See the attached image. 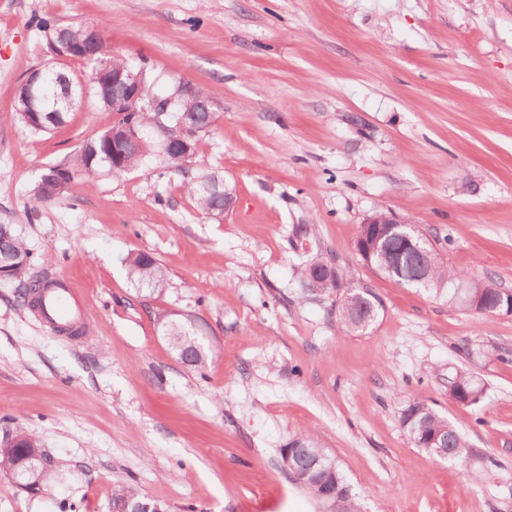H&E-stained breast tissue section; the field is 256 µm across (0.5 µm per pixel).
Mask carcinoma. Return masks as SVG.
Masks as SVG:
<instances>
[{
	"instance_id": "obj_1",
	"label": "carcinoma",
	"mask_w": 512,
	"mask_h": 512,
	"mask_svg": "<svg viewBox=\"0 0 512 512\" xmlns=\"http://www.w3.org/2000/svg\"><path fill=\"white\" fill-rule=\"evenodd\" d=\"M83 63L90 74L102 68L110 70L121 68L135 74L141 72L148 89L156 81L151 71L147 69L143 71L141 66L129 59L112 54L110 46L100 37L93 43L92 56L84 58ZM39 72L42 90L38 94L37 104L45 108V111H15L19 122L35 135L49 133L67 122L68 113L52 112L50 108L55 101L62 99L68 86L77 88L81 84L80 78L60 67L58 62L39 69ZM180 84L181 81L175 80L170 83L165 92L157 94V97L169 103L168 112L164 114L150 110L115 113L113 123L126 126L131 132L139 133L137 145L125 151L120 159H112V127L109 126L83 142L70 159L61 165L64 172L62 179L56 182L53 189L36 192V199L40 202L55 200L67 193L70 184L76 179L89 181L102 173L120 177L130 171L143 168L146 160L152 156L159 157L168 167L185 177L188 176L185 163L163 153L162 143L170 134L179 130L185 133V137L195 148L200 139L211 132L216 117L215 112L210 108L208 94L203 88L195 87V98L190 103L180 97L178 93ZM87 93L95 105L110 112L112 111L110 97L122 94L123 89L110 85L99 88L90 84ZM184 188L195 197L204 211L212 215L224 213V179L220 176L207 173L193 177L184 185ZM3 228L12 232V247L25 259V267L16 280L20 285L18 298L22 304L29 305L31 304L29 298L43 288L42 281L30 274L31 266L36 263V257L23 245L17 235L13 234L12 225L5 224ZM363 245L375 250L372 256L373 267L376 268L382 263L392 265L393 270L387 273V276L402 283L420 286L440 295L445 291V287L458 277V274L436 262L431 267L427 283L420 284L418 278L422 273L424 258L409 249L403 239L387 235L384 224L359 225L356 248L359 249ZM129 270L141 287L157 291L163 284V276L156 259L149 258L144 252L130 257ZM301 277L307 290L313 292L323 293L329 290L337 292L350 288L340 274L337 275L336 281L328 284L312 282L306 268L301 272ZM471 301L477 304L474 313L478 315L506 313L512 309V291L498 287L488 278L472 280L469 282L468 293L463 296L464 306H469ZM376 303L378 298L374 293L367 289L357 290L356 301L339 308L342 326L348 331L363 329L364 322L370 323L376 317ZM448 389L451 398L463 405L471 406L479 400L480 391L474 386L471 378L463 372H457L448 378ZM401 420L413 445L434 456L437 452L429 447V441L437 436L444 439L447 460L463 465L472 454V448L448 419L422 401L409 403L402 411ZM18 439L24 449L20 453L0 451V471H12L27 483L41 482L49 459L43 452L36 458L30 457V453L39 447L33 435L21 431L18 433ZM291 444L302 452L299 456V466L300 469L307 471V477L303 479L301 485L311 496L325 503L327 499L324 496V488L333 485L336 487V507L331 509V512H360L356 496L352 493L346 477L335 460L326 455L321 458L320 463L312 464L313 457L323 453V449L315 447L314 437L307 435L294 438ZM112 503L116 508H126L132 512L146 503V499L134 489L122 487L113 492Z\"/></svg>"
}]
</instances>
